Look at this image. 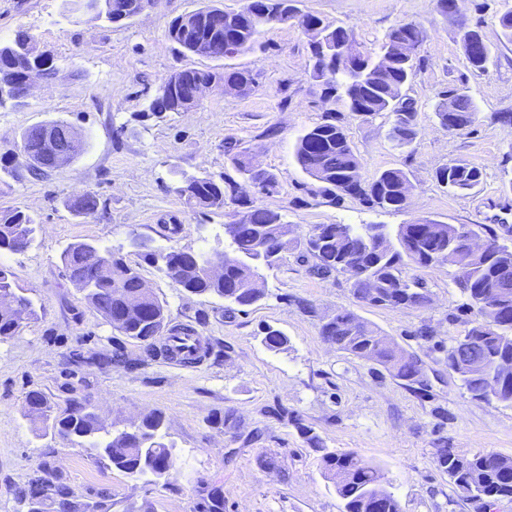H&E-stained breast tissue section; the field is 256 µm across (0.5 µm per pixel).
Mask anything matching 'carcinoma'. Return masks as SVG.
<instances>
[{
	"label": "carcinoma",
	"instance_id": "carcinoma-1",
	"mask_svg": "<svg viewBox=\"0 0 512 512\" xmlns=\"http://www.w3.org/2000/svg\"><path fill=\"white\" fill-rule=\"evenodd\" d=\"M296 0H253L238 11H226L214 4L193 10L190 22L184 16L174 18L168 27V37L185 52L197 54L198 42L219 39L228 47L227 54L250 48L260 34V25L253 9L263 7L269 12L291 13L303 18L301 26L318 28L328 33L334 42L355 40L351 29L330 26L314 13H299ZM34 40L26 30H20L13 41L0 45V89L26 82L31 76L48 78L54 75L51 58L44 52L31 66L19 65L18 49ZM424 41V31L415 23H398L385 34L377 55L365 54L348 63L338 64L329 73L311 69V78L323 86L326 100L340 101L356 116L374 117L387 114L393 118L392 137L398 145L411 143L416 135L414 102L403 94L416 70L418 51ZM464 56L469 67L484 73L491 59V47L482 40L477 29L463 28L461 37ZM235 78L250 86L252 75L243 70L224 73L186 69L177 98L164 104L153 100L151 114L162 116L177 112L190 98L194 84L219 83ZM477 108L472 99L450 91L435 108L440 126H458L464 130L474 119ZM43 125L25 129L21 134L22 156L29 170L40 175L47 172L40 164L45 154ZM297 165L309 177L325 184L331 196L336 193L358 199L369 208L399 210L406 205L405 195L412 190L409 175L402 169H386L369 181L361 173L362 162L354 150L340 118L328 114L322 122L306 129L297 139L294 149ZM437 182L454 193H466L480 182L481 171L462 161H450L436 173ZM239 183L224 176H182L175 192L187 205L199 210H222L235 206L228 235L224 236L233 260L224 265V275L214 278L205 271L200 258L202 251L191 249H147L143 259L153 264L164 276H169V263L177 258L180 268L172 279L184 291L196 295L216 296L227 304V311H243L258 302L262 291L249 289L246 283L264 269L277 266L283 254L300 249L298 259H314L311 272L321 278L345 272L355 261L358 274L348 278L353 296L366 304L392 309L423 308L430 302L424 283L404 274L411 262L416 266L451 265L460 272L459 288L467 297L468 310L474 319L465 332L472 349L460 351L448 347V370L456 374L463 387L478 401H496L512 405V372L503 374L494 369L469 374L465 364L485 359L489 364L499 360L512 362V244L498 242L496 235L487 240L488 250L475 254L458 242L459 230L450 224L431 219H418L403 224L397 231L396 243L378 250L373 236L354 229L347 233L346 224H318L300 241H293L280 232L281 215L255 204L239 194ZM99 207L96 194L84 192L69 201V208L78 215L90 216ZM36 219L20 210H0V250L16 252L36 238ZM71 285L82 293L95 309L122 334L149 342L164 333L168 325V305L147 282L140 269L111 247L95 242H75L61 253ZM10 296L14 307L0 309V337L13 336L37 318L34 301L13 288L11 273L0 267V298ZM320 335L336 349L357 358L377 363L388 369L406 386L421 392L426 388L419 360L400 348H391L388 337L346 309L321 318ZM263 343L271 351L288 346V336L268 325L263 329ZM25 416L42 424V430H52L61 437L89 449L96 458L112 468L133 477H153L161 465L172 470L175 466L174 445L165 442L162 414L153 412L139 424L128 429L108 428L97 409L91 405L68 408L52 415L49 398L40 390L25 396ZM309 445L321 452L324 476L333 483L344 503L343 512H401L400 503L388 488L383 470L368 462L356 451L330 450L312 430L303 428ZM437 464L448 473L450 482L463 497L482 504L512 499V459L496 453L471 456L443 446L437 454ZM57 499L54 512H80L81 505L69 499L62 475L54 479L38 478L20 491L24 502L33 499L47 512L50 492Z\"/></svg>",
	"mask_w": 512,
	"mask_h": 512
}]
</instances>
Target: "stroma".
Segmentation results:
<instances>
[{"instance_id":"35a3bbf8","label":"stroma","mask_w":512,"mask_h":512,"mask_svg":"<svg viewBox=\"0 0 512 512\" xmlns=\"http://www.w3.org/2000/svg\"><path fill=\"white\" fill-rule=\"evenodd\" d=\"M204 3L158 0L113 24L69 13L65 0H0V43L26 29L56 66L23 102L0 106V209L33 214L41 227L25 252H0V267L38 311L37 320L0 339V512H25L17 492L47 468L62 474L74 501L101 512H126L131 505L144 512H203L214 488L224 495V512H342L320 452L301 433L305 427L327 447L358 451L381 466L402 512H484L464 500L437 465L445 444L466 455L512 458V406L472 400L448 371V348L472 319L456 268L409 267L431 302L396 310L358 301L346 275L317 278L290 252L279 267L264 270L261 300L229 315L223 300L185 292L142 261L130 240L223 249L228 215L190 208L172 187L180 172L238 180L231 146L250 151L276 174L278 194L258 193L254 200L279 212L299 238L317 224H381L393 234L419 218L483 223V194L512 199V125L495 119L512 112V43L499 39L504 0H459L453 16L442 14L435 0H299L301 11L352 29L370 52L395 24L423 28L420 66L404 89L415 103L417 136L404 148L391 137L390 117L365 121L323 99L310 76L309 37L298 25L265 26L253 47L232 56L180 53L167 37L168 24ZM465 25L494 48L484 73L472 72L464 57ZM227 68L251 73L248 93L214 88L190 111L146 114L171 73ZM451 89L477 106L473 124L462 131L442 128L435 117ZM329 112L340 117L364 178L390 168L409 173L413 189L404 210H373L347 196L331 201L322 183L301 171L294 145ZM52 120L73 125L82 149L70 164L36 178L20 154L21 134ZM452 160L481 169L478 192L458 195L439 185L436 170ZM86 191L97 195L98 210L75 215L68 202ZM78 241L121 249L139 265L168 304L170 329L188 327L205 340L202 360L179 365L149 355L145 343L119 333L91 308L60 259L65 246ZM300 298L313 313L298 308ZM343 308L420 359L430 380L427 395L322 339L321 318ZM268 325L287 335L285 350L264 347ZM117 349L137 361V369L114 362ZM32 389L45 392L57 413L71 401L93 400L106 423L119 429L161 412L166 440L177 452L169 483L133 478L53 433L39 434L24 414Z\"/></svg>"}]
</instances>
